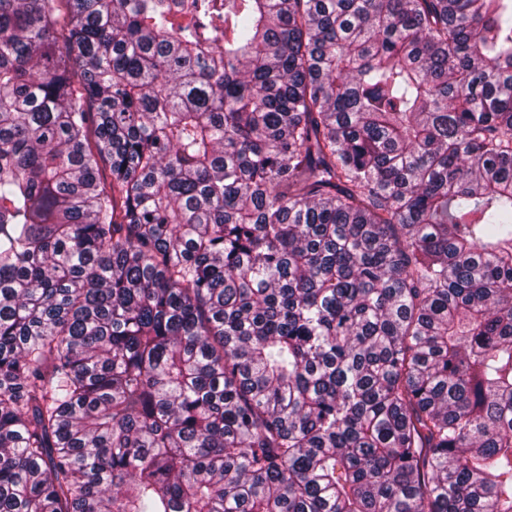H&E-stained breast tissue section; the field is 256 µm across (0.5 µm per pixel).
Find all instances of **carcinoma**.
Returning <instances> with one entry per match:
<instances>
[{"mask_svg": "<svg viewBox=\"0 0 512 512\" xmlns=\"http://www.w3.org/2000/svg\"><path fill=\"white\" fill-rule=\"evenodd\" d=\"M0 512H512V0H0Z\"/></svg>", "mask_w": 512, "mask_h": 512, "instance_id": "obj_1", "label": "carcinoma"}]
</instances>
